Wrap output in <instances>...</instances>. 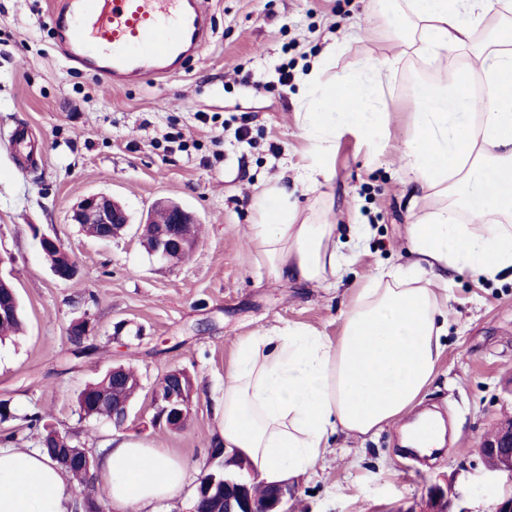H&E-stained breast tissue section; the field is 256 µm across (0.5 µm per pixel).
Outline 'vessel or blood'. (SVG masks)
Listing matches in <instances>:
<instances>
[{
	"mask_svg": "<svg viewBox=\"0 0 512 512\" xmlns=\"http://www.w3.org/2000/svg\"><path fill=\"white\" fill-rule=\"evenodd\" d=\"M56 50L114 86L180 74L211 38L202 0H58Z\"/></svg>",
	"mask_w": 512,
	"mask_h": 512,
	"instance_id": "b4317fda",
	"label": "vessel or blood"
}]
</instances>
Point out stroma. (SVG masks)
Listing matches in <instances>:
<instances>
[{"mask_svg": "<svg viewBox=\"0 0 512 512\" xmlns=\"http://www.w3.org/2000/svg\"><path fill=\"white\" fill-rule=\"evenodd\" d=\"M205 2L214 35L186 71L114 87L58 56L50 33L57 0H0V275L13 281L24 316L22 332L0 343V401L14 414L0 422V437L16 447H38L25 421L38 412L93 454L133 438L216 469L214 407L239 342L289 325L338 335L371 271L415 259L409 227L432 202L401 167L413 115L399 88L388 100L384 141L374 148L344 136L329 160L334 205L326 217L337 237L350 240L357 224L371 228L340 284L274 282L250 235L253 197L267 185H287L301 210L313 205L296 179L312 155L297 95L314 57L354 17L368 33L337 57V69L391 52L374 0ZM19 125L36 149L30 164L8 145ZM98 193L118 199L131 222L107 241L71 221L75 203ZM162 198L198 218L197 243L179 263L157 261L135 230ZM45 234L76 262L73 280L53 274ZM449 279L445 354L421 402L444 417L445 444L419 456L404 449L397 425L336 436L314 472L296 478L293 512H424L434 484L448 486L455 512H494L512 494V476L488 471L479 453L484 435L512 415V272ZM82 318L94 332L78 357L68 327ZM128 363L142 387L126 422L80 418L84 386ZM173 369L194 381L190 420L179 431L151 425L153 389Z\"/></svg>", "mask_w": 512, "mask_h": 512, "instance_id": "1", "label": "stroma"}]
</instances>
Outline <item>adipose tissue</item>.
Instances as JSON below:
<instances>
[{"mask_svg": "<svg viewBox=\"0 0 512 512\" xmlns=\"http://www.w3.org/2000/svg\"><path fill=\"white\" fill-rule=\"evenodd\" d=\"M392 54L334 71L359 23L329 44L299 94L312 161L298 179L329 177L336 143L351 133L377 145L386 99L409 60H453L446 77L415 75L408 175L435 201L410 227L416 262L369 274L331 337L291 325L239 342L215 407L224 447L268 482L313 471L336 435H367L407 416L437 376L448 334L443 273L486 278L512 270V0H376ZM272 185L253 200L252 239L276 280L332 286L353 257L336 227L313 221ZM112 512H157L180 496L189 468L167 449L113 443L97 464ZM68 474L41 450L0 445V512H68Z\"/></svg>", "mask_w": 512, "mask_h": 512, "instance_id": "ef3b65f1", "label": "adipose tissue"}]
</instances>
